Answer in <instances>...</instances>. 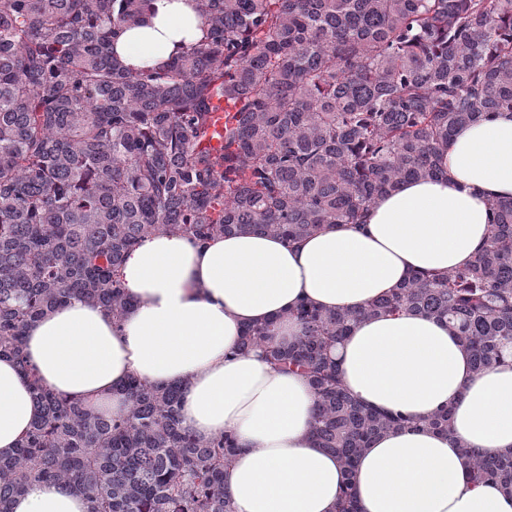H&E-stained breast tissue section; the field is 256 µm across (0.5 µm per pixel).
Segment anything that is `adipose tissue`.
<instances>
[{
    "mask_svg": "<svg viewBox=\"0 0 512 512\" xmlns=\"http://www.w3.org/2000/svg\"><path fill=\"white\" fill-rule=\"evenodd\" d=\"M142 27L121 32L115 51L133 68L157 67L205 33L190 0H152ZM444 180H408L378 197L364 228L325 225L295 244L251 232L198 245L150 237L123 274L133 308L122 321L79 300L48 312L26 336L42 384L87 408L121 415L130 376L183 387L181 426L199 439L232 433L239 448L224 471L235 512H336L353 482L360 512H512L499 483L472 484L465 448L512 453V348L475 371L472 353L447 322L403 313L362 316L373 299L410 274L468 263L482 247L490 205L512 199V113L456 130ZM307 302L357 312L336 345L345 388L415 427L384 433L353 474L314 436L316 395L307 377L282 371L260 351L236 349L245 326L283 322L274 344L302 328L288 311ZM447 408L448 435L423 427ZM28 378L0 360V457L10 456L40 416ZM87 500L42 480L13 498L10 512H88Z\"/></svg>",
    "mask_w": 512,
    "mask_h": 512,
    "instance_id": "obj_1",
    "label": "adipose tissue"
}]
</instances>
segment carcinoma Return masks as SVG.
<instances>
[{"mask_svg": "<svg viewBox=\"0 0 512 512\" xmlns=\"http://www.w3.org/2000/svg\"><path fill=\"white\" fill-rule=\"evenodd\" d=\"M149 0H0V358L31 381L42 414L0 458V512L38 480L89 512H234L224 469L233 435L180 426L181 389L131 376L114 418L45 388L26 332L73 299L121 320L127 257L148 238L204 244L261 230L287 242L361 224L407 179L448 175L460 127L512 112V0H194L201 43L152 69L127 68L113 40ZM235 107L224 153L198 149L214 91ZM462 268L411 275L357 312L303 303L244 330L240 354L307 375L315 433L350 473L375 437L415 425L343 386L331 350L359 315L448 322L474 368L512 344V200ZM300 339L273 347L282 320ZM451 432V412L424 421ZM475 484L512 494V454L464 447ZM337 512H357L352 482Z\"/></svg>", "mask_w": 512, "mask_h": 512, "instance_id": "cac0c4a2", "label": "carcinoma"}]
</instances>
